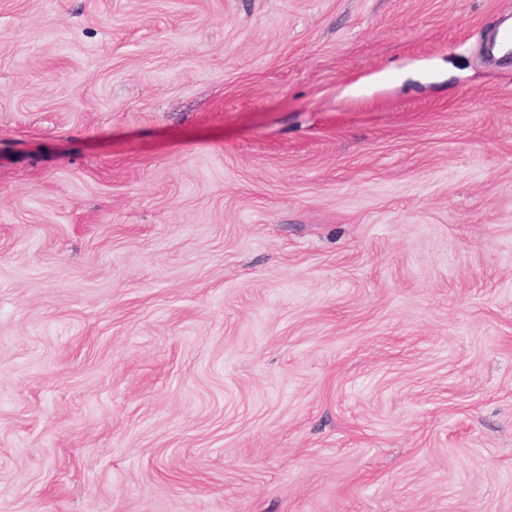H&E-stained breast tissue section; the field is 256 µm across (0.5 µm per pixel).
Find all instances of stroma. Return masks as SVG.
Instances as JSON below:
<instances>
[{
  "label": "stroma",
  "instance_id": "1",
  "mask_svg": "<svg viewBox=\"0 0 512 512\" xmlns=\"http://www.w3.org/2000/svg\"><path fill=\"white\" fill-rule=\"evenodd\" d=\"M512 0H0V512H512Z\"/></svg>",
  "mask_w": 512,
  "mask_h": 512
}]
</instances>
